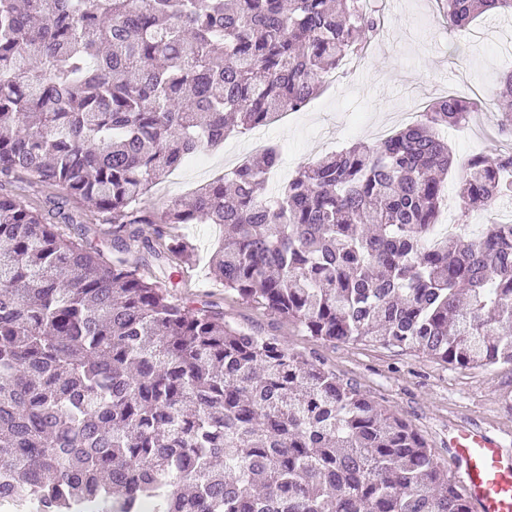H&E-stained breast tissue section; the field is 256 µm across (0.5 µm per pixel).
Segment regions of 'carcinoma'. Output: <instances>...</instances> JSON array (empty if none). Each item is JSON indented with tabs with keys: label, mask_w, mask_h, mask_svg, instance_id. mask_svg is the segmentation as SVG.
<instances>
[{
	"label": "carcinoma",
	"mask_w": 512,
	"mask_h": 512,
	"mask_svg": "<svg viewBox=\"0 0 512 512\" xmlns=\"http://www.w3.org/2000/svg\"><path fill=\"white\" fill-rule=\"evenodd\" d=\"M490 10L512 0L439 6L459 31ZM383 26L362 0H0V512H471L404 418L175 297L195 248L166 228L218 225L224 290L320 340L512 365V222L434 233L444 132L475 102L441 97L276 195L269 147L142 205L202 149L305 107ZM500 85L512 134V72ZM17 182L59 195L35 206ZM507 195L511 151L467 160L461 216ZM93 222L137 261L88 244Z\"/></svg>",
	"instance_id": "obj_1"
}]
</instances>
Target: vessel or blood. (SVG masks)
<instances>
[{
    "label": "vessel or blood",
    "instance_id": "b4317fda",
    "mask_svg": "<svg viewBox=\"0 0 512 512\" xmlns=\"http://www.w3.org/2000/svg\"><path fill=\"white\" fill-rule=\"evenodd\" d=\"M449 461L476 512H512V452L489 431L462 427L448 437Z\"/></svg>",
    "mask_w": 512,
    "mask_h": 512
}]
</instances>
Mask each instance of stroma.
Returning a JSON list of instances; mask_svg holds the SVG:
<instances>
[{"mask_svg":"<svg viewBox=\"0 0 512 512\" xmlns=\"http://www.w3.org/2000/svg\"><path fill=\"white\" fill-rule=\"evenodd\" d=\"M380 3L388 23L371 53L287 123L263 127L267 143L281 150L284 177L340 148L375 144L409 125L408 114L416 107L448 92L476 100L482 111L495 114L500 77L512 69V17L487 12L467 31H447L436 0ZM251 137L248 131L228 137L220 149L207 152L203 164L174 171L145 195L146 207L162 212L172 199L206 183V168L239 165L252 155ZM448 142L456 166L448 172L445 190L452 195L459 187V163L492 153L497 143L477 124L449 131ZM173 232L196 247L193 267L174 279L172 291L178 299L193 306L217 304L232 325L276 337L291 352L324 362L380 407L405 418L432 448L440 466L448 464V435L460 426L488 429L512 451V365L462 368L414 352L324 342L225 291L208 268L222 235L217 226L179 224Z\"/></svg>","mask_w":512,"mask_h":512,"instance_id":"obj_1","label":"stroma"}]
</instances>
